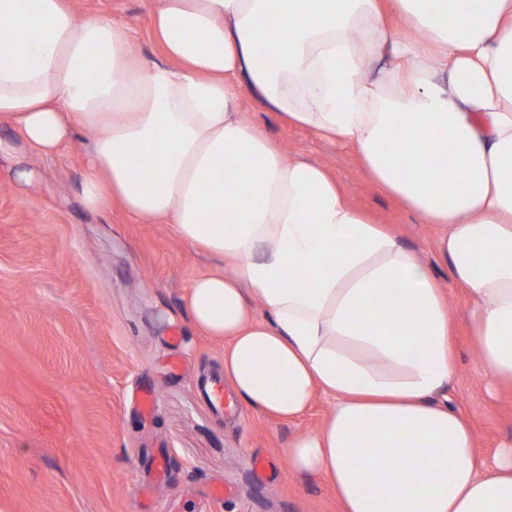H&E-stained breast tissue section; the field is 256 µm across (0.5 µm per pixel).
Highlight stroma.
Here are the masks:
<instances>
[{"instance_id":"obj_1","label":"stroma","mask_w":512,"mask_h":512,"mask_svg":"<svg viewBox=\"0 0 512 512\" xmlns=\"http://www.w3.org/2000/svg\"><path fill=\"white\" fill-rule=\"evenodd\" d=\"M79 12L116 10L135 30V49L152 60L149 0H75ZM246 118L291 157L325 166L348 200L428 259L457 320L452 403L468 418L485 458L512 446V386L479 370L467 323L470 300L434 260L439 229L421 224L373 185L355 151L291 125L253 98ZM82 132L55 157L0 155V512H137L135 465L156 454L166 479L152 512H340L320 477L290 471L286 448L315 430L331 402L315 395L298 419L281 421L240 407L220 416L203 401L200 379L222 370L224 344L191 326L183 298L214 261L164 223H130L119 208L95 213L81 202ZM37 175L24 189L18 164ZM181 342L171 345L172 329ZM183 370L171 375L168 361ZM152 389L139 413L130 400ZM275 461L259 481L255 458ZM223 482V498L207 497Z\"/></svg>"}]
</instances>
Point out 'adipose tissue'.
I'll list each match as a JSON object with an SVG mask.
<instances>
[{
  "label": "adipose tissue",
  "mask_w": 512,
  "mask_h": 512,
  "mask_svg": "<svg viewBox=\"0 0 512 512\" xmlns=\"http://www.w3.org/2000/svg\"><path fill=\"white\" fill-rule=\"evenodd\" d=\"M151 36L147 61L119 15L0 0V124L45 156L90 130L87 210L170 224L231 265L192 282L190 322L223 340L248 407L292 420L331 398L287 456L341 512H512V448L487 462L450 403L453 322L428 262L242 111L257 98L352 144L442 227L480 368L512 385V0H152Z\"/></svg>",
  "instance_id": "ef3b65f1"
}]
</instances>
